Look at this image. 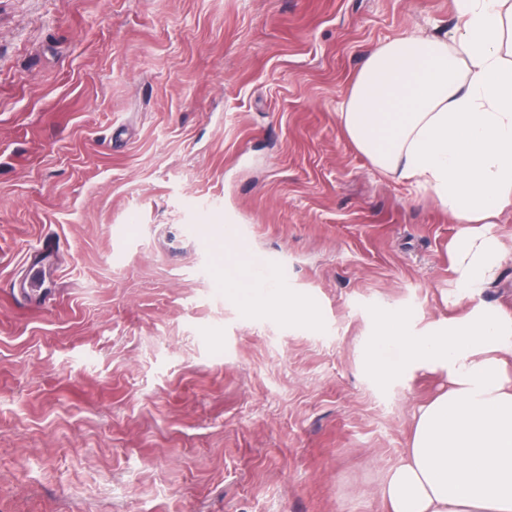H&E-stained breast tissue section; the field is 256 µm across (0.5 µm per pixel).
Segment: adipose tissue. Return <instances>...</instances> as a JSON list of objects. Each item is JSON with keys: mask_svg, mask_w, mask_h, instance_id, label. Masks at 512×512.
Masks as SVG:
<instances>
[{"mask_svg": "<svg viewBox=\"0 0 512 512\" xmlns=\"http://www.w3.org/2000/svg\"><path fill=\"white\" fill-rule=\"evenodd\" d=\"M452 3L461 25L447 38L368 52L340 118L376 167L399 171L463 224L452 261L470 297L501 261L488 226L512 205V0ZM367 364L377 376L435 364L448 379L381 484L387 512H512V314L473 312L417 335L385 313Z\"/></svg>", "mask_w": 512, "mask_h": 512, "instance_id": "obj_1", "label": "adipose tissue"}]
</instances>
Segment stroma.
<instances>
[{"mask_svg":"<svg viewBox=\"0 0 512 512\" xmlns=\"http://www.w3.org/2000/svg\"><path fill=\"white\" fill-rule=\"evenodd\" d=\"M456 23L452 0H0V512H384L445 376L375 381L366 345L386 311L511 312L512 208L460 297L462 225L340 110L373 47ZM204 238L278 259L304 314L243 307Z\"/></svg>","mask_w":512,"mask_h":512,"instance_id":"1","label":"stroma"}]
</instances>
